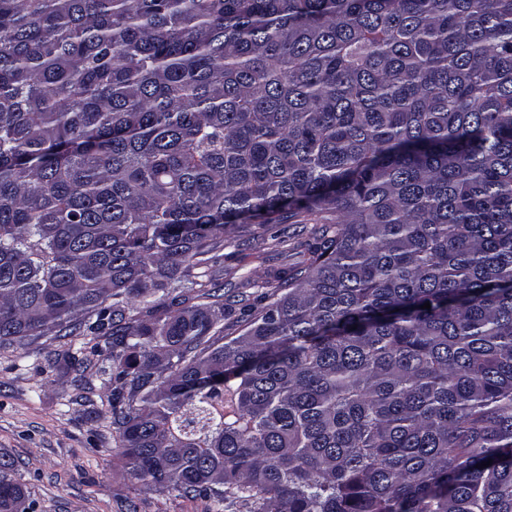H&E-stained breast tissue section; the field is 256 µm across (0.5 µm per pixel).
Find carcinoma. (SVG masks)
Listing matches in <instances>:
<instances>
[{"instance_id": "carcinoma-1", "label": "carcinoma", "mask_w": 512, "mask_h": 512, "mask_svg": "<svg viewBox=\"0 0 512 512\" xmlns=\"http://www.w3.org/2000/svg\"><path fill=\"white\" fill-rule=\"evenodd\" d=\"M256 220L311 237L243 305L198 266ZM42 336L209 512H512V0H0V346Z\"/></svg>"}]
</instances>
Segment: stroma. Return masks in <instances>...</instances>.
I'll return each mask as SVG.
<instances>
[{
    "label": "stroma",
    "mask_w": 512,
    "mask_h": 512,
    "mask_svg": "<svg viewBox=\"0 0 512 512\" xmlns=\"http://www.w3.org/2000/svg\"><path fill=\"white\" fill-rule=\"evenodd\" d=\"M274 224L250 225L227 242L210 267L215 283L233 291L302 261L278 245ZM50 337L0 348V455L14 463L33 512H206L198 497L146 485L126 473L108 411V377L100 366L74 378L64 365L48 368Z\"/></svg>",
    "instance_id": "1"
}]
</instances>
